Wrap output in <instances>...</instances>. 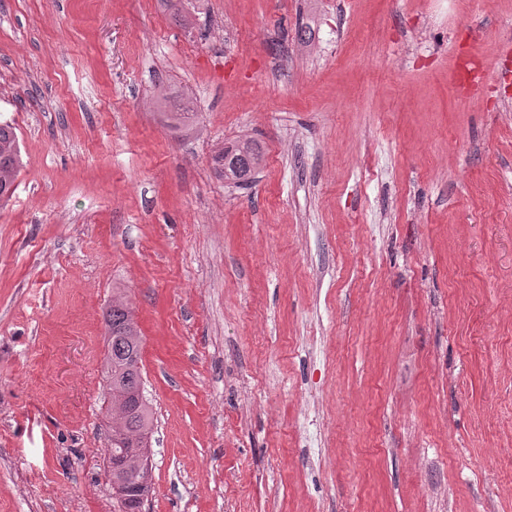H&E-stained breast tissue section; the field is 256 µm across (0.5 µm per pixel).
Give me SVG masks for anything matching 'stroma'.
Instances as JSON below:
<instances>
[{
	"mask_svg": "<svg viewBox=\"0 0 512 512\" xmlns=\"http://www.w3.org/2000/svg\"><path fill=\"white\" fill-rule=\"evenodd\" d=\"M0 119V512H118L116 294L145 512H512V0H0ZM20 149L16 127L10 121L0 120V205L14 194V185L20 170ZM213 160L224 179L245 183L259 167L261 157L249 140H239L220 148ZM104 322L106 335L112 332V349L104 364V377L112 379L109 394V407L118 400L125 406L123 414L117 420L112 410V424L108 431V447L112 455L108 458V468L112 474V491L114 487L123 488L128 497L136 501L140 495L148 498L151 483L141 486L137 481L143 478L145 461L150 455L149 448H135V444H147L152 433L153 414L144 395V381L141 373L142 336L134 320L133 312L121 296L112 298V305L107 309ZM142 390L144 401L138 402L137 396ZM120 456L112 462V456ZM137 501L135 511L142 512L145 500Z\"/></svg>",
	"mask_w": 512,
	"mask_h": 512,
	"instance_id": "1",
	"label": "stroma"
}]
</instances>
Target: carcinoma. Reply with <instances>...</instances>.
<instances>
[{
  "label": "carcinoma",
  "instance_id": "carcinoma-1",
  "mask_svg": "<svg viewBox=\"0 0 512 512\" xmlns=\"http://www.w3.org/2000/svg\"><path fill=\"white\" fill-rule=\"evenodd\" d=\"M175 116L188 122L194 116L193 101L187 98L169 101ZM261 157L248 140L226 145L214 156L220 174L237 183L247 182L259 167ZM20 149L16 127L10 121L0 120V205L7 203L14 194V185L20 170ZM104 322L106 332L112 333V349L103 368L105 377L112 380V399L125 406L121 417L112 420V455L120 456L122 465L112 470V486L127 491L133 501L140 495L149 496L151 485L141 486L145 461L150 455L145 448L152 433L153 414L147 402H138L137 396L144 389L141 373L142 336L133 312L122 297L112 298Z\"/></svg>",
  "mask_w": 512,
  "mask_h": 512
}]
</instances>
